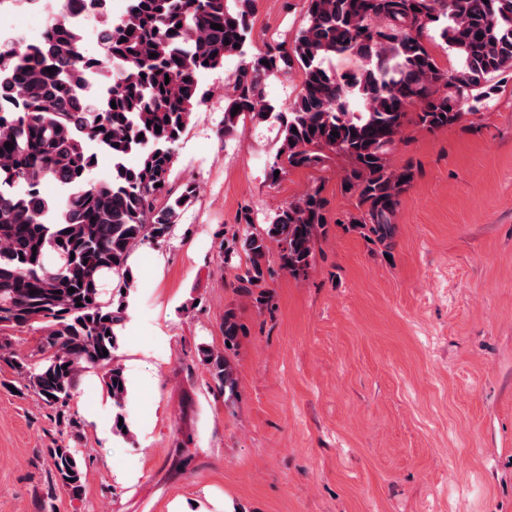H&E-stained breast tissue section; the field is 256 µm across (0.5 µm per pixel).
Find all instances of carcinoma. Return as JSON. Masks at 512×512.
<instances>
[{"instance_id": "carcinoma-1", "label": "carcinoma", "mask_w": 512, "mask_h": 512, "mask_svg": "<svg viewBox=\"0 0 512 512\" xmlns=\"http://www.w3.org/2000/svg\"><path fill=\"white\" fill-rule=\"evenodd\" d=\"M254 9L255 0H127L120 19L99 29L104 56L95 60L80 55L58 20L37 47L0 44V101L19 102L15 110L0 109V330L37 324L42 331L27 356L0 336V359L49 405L67 403L83 372L102 368L118 435L127 381L113 360L123 306L104 298V278L112 277L119 290L130 288L131 252L166 237L195 197L194 183L177 190L170 178L179 142L203 102L205 74L225 57L241 56L225 87L224 138L248 118L278 124L281 146L268 173L273 182L276 171L323 167L333 155L347 159L343 187L357 196L359 210L347 224L386 247L400 194L414 179L412 167L395 171L388 164L407 109L418 108L415 123L423 129L447 127L462 118L470 97L485 95L491 76L512 72V0H307V23L291 46L248 55L243 47ZM434 23L463 59L461 70L444 72L428 50L423 35ZM348 53L365 67L341 75L326 67ZM110 61L119 71L104 103L78 106L83 67ZM296 67L301 91L277 112L266 101V84ZM352 97L361 111L348 110ZM101 153L111 157L112 174L92 181ZM48 182L61 188L53 202L43 191ZM321 192L316 186L277 209L262 232L233 234L224 264L245 256L236 266L240 292L259 288L255 302L268 301L262 287L273 243L281 269L294 278L306 274L327 224ZM244 331L226 310L224 343L235 344ZM199 356L233 396L231 362L208 347ZM49 455L60 488L81 498L76 449L51 448Z\"/></svg>"}]
</instances>
